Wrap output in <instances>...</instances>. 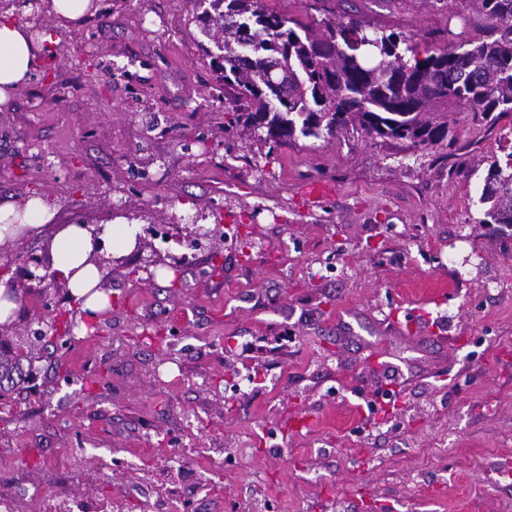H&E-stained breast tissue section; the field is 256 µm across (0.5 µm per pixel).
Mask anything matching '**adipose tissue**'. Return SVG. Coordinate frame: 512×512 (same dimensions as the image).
Masks as SVG:
<instances>
[{
	"label": "adipose tissue",
	"instance_id": "adipose-tissue-1",
	"mask_svg": "<svg viewBox=\"0 0 512 512\" xmlns=\"http://www.w3.org/2000/svg\"><path fill=\"white\" fill-rule=\"evenodd\" d=\"M40 45L28 29L10 19L0 18V105L7 104L12 91L23 86L34 67ZM51 214L40 198L24 204L0 201V246L40 233ZM139 224L124 218L107 224L103 231L82 224L57 226L49 240L50 269L81 303L84 312L97 315L111 306V295L102 289L106 269L93 258L95 234L118 243L120 251L133 248Z\"/></svg>",
	"mask_w": 512,
	"mask_h": 512
}]
</instances>
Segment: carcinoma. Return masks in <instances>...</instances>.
I'll return each instance as SVG.
<instances>
[{"instance_id":"carcinoma-1","label":"carcinoma","mask_w":512,"mask_h":512,"mask_svg":"<svg viewBox=\"0 0 512 512\" xmlns=\"http://www.w3.org/2000/svg\"><path fill=\"white\" fill-rule=\"evenodd\" d=\"M193 2L235 119L266 129L272 143L353 130L432 144L448 138V113L461 107L483 119L512 118V0H459L483 19L484 35L422 58L408 46L411 61L399 52V34L358 21H326L317 34L264 0ZM479 202L488 205L483 223L512 227V152L491 162ZM32 375L31 350L1 338L0 397Z\"/></svg>"}]
</instances>
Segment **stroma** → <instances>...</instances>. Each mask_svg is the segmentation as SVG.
Instances as JSON below:
<instances>
[{
    "instance_id": "stroma-1",
    "label": "stroma",
    "mask_w": 512,
    "mask_h": 512,
    "mask_svg": "<svg viewBox=\"0 0 512 512\" xmlns=\"http://www.w3.org/2000/svg\"><path fill=\"white\" fill-rule=\"evenodd\" d=\"M75 28L27 0L0 17L52 32L0 106V199L42 197L54 223L166 226L110 257L111 309L53 342L0 398V498L13 512H512V230L479 204L512 121L460 108L437 144L356 133L280 146L229 122L192 0H96ZM314 28L362 21L439 48L482 22L459 0H265ZM332 187L320 207L308 182ZM48 235L0 248L20 280ZM444 288L438 304L426 294ZM85 314L51 277L13 345ZM160 336L163 348L143 344ZM251 387L238 388L242 376ZM242 462L225 466L228 452Z\"/></svg>"
}]
</instances>
